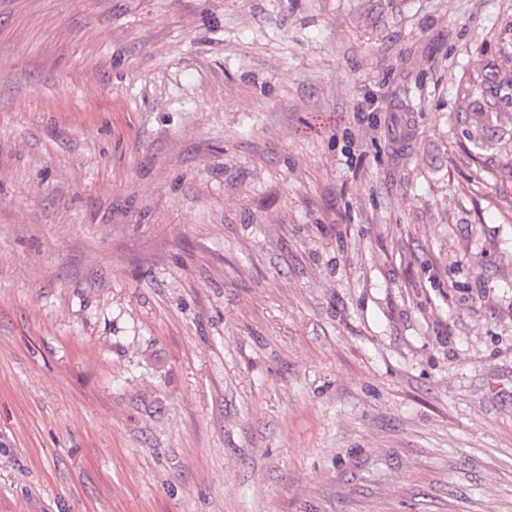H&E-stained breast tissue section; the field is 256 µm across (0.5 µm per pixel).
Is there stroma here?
Segmentation results:
<instances>
[{
    "mask_svg": "<svg viewBox=\"0 0 512 512\" xmlns=\"http://www.w3.org/2000/svg\"><path fill=\"white\" fill-rule=\"evenodd\" d=\"M0 512H512V0H0Z\"/></svg>",
    "mask_w": 512,
    "mask_h": 512,
    "instance_id": "35a3bbf8",
    "label": "stroma"
}]
</instances>
